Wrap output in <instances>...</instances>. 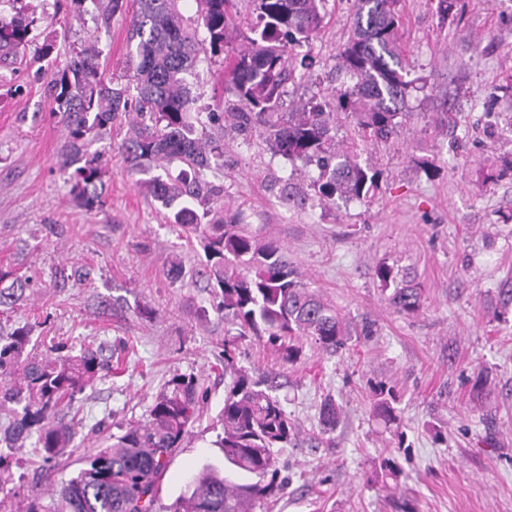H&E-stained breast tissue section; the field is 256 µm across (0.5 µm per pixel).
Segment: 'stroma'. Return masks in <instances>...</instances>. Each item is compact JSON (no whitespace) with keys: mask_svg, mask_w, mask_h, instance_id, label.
Segmentation results:
<instances>
[{"mask_svg":"<svg viewBox=\"0 0 512 512\" xmlns=\"http://www.w3.org/2000/svg\"><path fill=\"white\" fill-rule=\"evenodd\" d=\"M34 11L38 42L15 64H0V267L31 278L25 299L0 308V326L30 329L43 345L129 349L120 372L78 395L80 426L52 471L26 443L0 472V512L28 494H50L129 421L146 419L166 383L194 376L206 394L199 419L170 461L156 506L166 512L206 462L230 381L224 372V316L196 272L204 252L168 224L127 174L114 124L92 151L102 156L103 204L87 210L61 167L68 131L47 85L70 52L103 50L107 74L127 70L129 15L102 26L97 7L68 0H0V14ZM399 38L414 81L398 136L362 151L379 173L365 201L319 202L314 164L275 155L258 135L211 128L224 165L205 178L249 230L276 237L309 289L345 318L336 354L306 338L295 364L252 336L234 339L236 367L275 386L299 428L278 455L288 482L254 512H512V0H402ZM323 27L297 53L310 64L284 87L280 109L330 98L346 82L337 56L354 21L353 0H327ZM225 63L201 57L188 82L201 107L222 112L234 97ZM307 197L298 206V197ZM181 263L183 279L171 278ZM414 275L423 303L412 315L385 301L380 263ZM394 388L401 422L372 411L379 386ZM341 408L323 430L325 398ZM397 458L396 491L382 458Z\"/></svg>","mask_w":512,"mask_h":512,"instance_id":"35a3bbf8","label":"stroma"}]
</instances>
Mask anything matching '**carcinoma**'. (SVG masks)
<instances>
[{
  "instance_id": "cac0c4a2",
  "label": "carcinoma",
  "mask_w": 512,
  "mask_h": 512,
  "mask_svg": "<svg viewBox=\"0 0 512 512\" xmlns=\"http://www.w3.org/2000/svg\"><path fill=\"white\" fill-rule=\"evenodd\" d=\"M94 2L108 26L125 0ZM179 2L138 0L129 29L128 84L104 79L103 50L94 45L73 51L53 73L49 91L68 129L63 168L75 167L72 191L90 210L102 205L101 165L98 157L87 156V149L112 123L128 119L130 132L119 146L128 171L162 170L141 186L169 223L200 240L207 263L198 276L214 288L216 308L237 335L253 334L288 364L300 356L291 343L299 336L334 354L347 336L340 314L304 286L277 239L249 232L238 214L218 202L224 188L205 180L204 171L222 166L224 157L207 128L224 120L234 128L255 129L274 154L315 164L319 176L313 188L320 201L368 198L378 186V172L354 155L338 154L331 135L333 109L351 111L367 144L400 131L413 84L401 63L400 0H355L352 31L338 55L352 84L337 90L332 101L307 102L298 112L278 111L282 87L295 77L293 51L310 42L324 23L325 0H254L258 15L249 47L227 63L224 73L226 88L244 111L221 114L201 112L186 76L200 54L224 52L233 0H195L192 19L184 17ZM35 22L28 16L0 17L1 64L30 46ZM200 27L206 32L203 39ZM174 164L180 166L175 176L169 173ZM375 274L396 312L419 311L418 284L385 263ZM8 279L11 284L3 286ZM29 286L30 279L0 270V307L21 301ZM36 349L31 330L0 327V410L8 412L0 425V444L13 448L34 436L49 465L74 435L66 409L111 366L90 348L76 355L63 344L43 354ZM393 400L392 390L382 389L373 405L374 415L389 425L400 422ZM204 401L194 377L173 376L145 422L112 436V443L90 456L88 467L63 483L49 502L32 495L20 512H155L168 461ZM340 414L336 401L325 399L319 412L323 428L333 429ZM219 422L222 433L215 446L230 471L203 465L169 512H252L256 504L283 494L287 482L279 477L275 454L296 440L298 430L265 381L233 371Z\"/></svg>"
}]
</instances>
